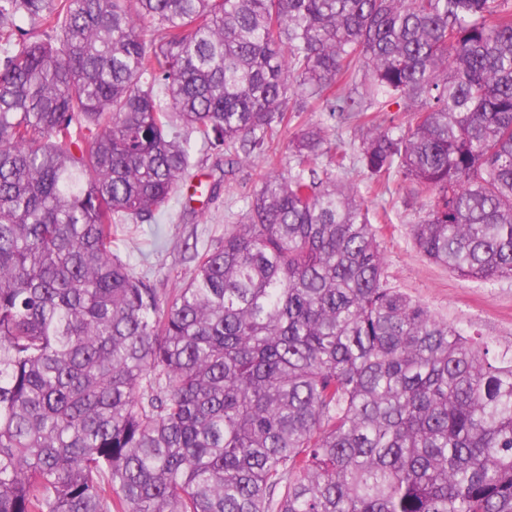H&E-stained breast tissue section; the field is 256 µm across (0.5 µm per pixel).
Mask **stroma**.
Returning <instances> with one entry per match:
<instances>
[{
  "label": "stroma",
  "instance_id": "obj_1",
  "mask_svg": "<svg viewBox=\"0 0 512 512\" xmlns=\"http://www.w3.org/2000/svg\"><path fill=\"white\" fill-rule=\"evenodd\" d=\"M300 120L322 126L329 141L350 155L356 153L364 133L361 119L341 123L319 108L302 113ZM195 160L194 179L217 183L214 197L182 190L170 201L159 226L127 225L118 243L122 258L136 275L162 295L190 278L194 249L215 245L223 239L225 226L240 222L259 176L269 170L257 159L239 165L228 176L222 157L199 151ZM343 178L366 200L390 286L448 322L480 333L496 349L512 350V278L491 283L464 280L430 263L416 250L409 234L410 225L426 214L422 199L405 187L393 195L371 192L368 176L359 169L344 173Z\"/></svg>",
  "mask_w": 512,
  "mask_h": 512
}]
</instances>
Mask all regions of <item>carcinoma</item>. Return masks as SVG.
Wrapping results in <instances>:
<instances>
[{
    "label": "carcinoma",
    "mask_w": 512,
    "mask_h": 512,
    "mask_svg": "<svg viewBox=\"0 0 512 512\" xmlns=\"http://www.w3.org/2000/svg\"><path fill=\"white\" fill-rule=\"evenodd\" d=\"M317 104L512 277V0H0V512H512V352L389 286L321 127L278 157ZM197 147L286 170L163 299L116 242Z\"/></svg>",
    "instance_id": "cac0c4a2"
}]
</instances>
